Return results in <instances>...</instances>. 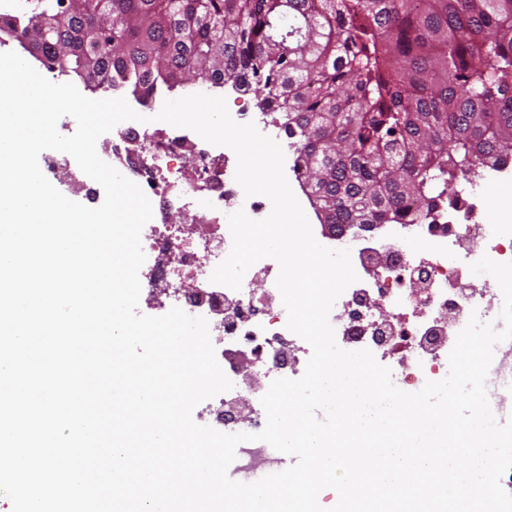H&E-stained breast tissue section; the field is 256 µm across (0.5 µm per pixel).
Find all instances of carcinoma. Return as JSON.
I'll use <instances>...</instances> for the list:
<instances>
[{
    "instance_id": "cac0c4a2",
    "label": "carcinoma",
    "mask_w": 512,
    "mask_h": 512,
    "mask_svg": "<svg viewBox=\"0 0 512 512\" xmlns=\"http://www.w3.org/2000/svg\"><path fill=\"white\" fill-rule=\"evenodd\" d=\"M0 32L141 102L192 76L251 93L327 224H433L512 161V0H49Z\"/></svg>"
}]
</instances>
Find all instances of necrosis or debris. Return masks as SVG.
I'll use <instances>...</instances> for the list:
<instances>
[{
	"label": "necrosis or debris",
	"instance_id": "necrosis-or-debris-1",
	"mask_svg": "<svg viewBox=\"0 0 512 512\" xmlns=\"http://www.w3.org/2000/svg\"><path fill=\"white\" fill-rule=\"evenodd\" d=\"M119 137V144L103 154V161L122 160L124 145L140 143L134 158L136 184L145 195L182 217L178 224L150 222L144 226L141 242L146 260L139 271L142 297L157 296L162 309L178 307L189 315L205 317L216 356L246 346L266 381L285 374L300 378L312 350L288 329L286 310H257L250 288L236 291L210 280L232 247L229 215L242 208L260 220L271 211L267 198L245 196L236 182V170L230 165L234 151L199 136L185 143L182 137L168 136L161 122H127ZM183 147L190 150L188 161L198 172L197 181L184 180L181 170L171 165L177 149ZM196 209L210 212V231L195 229L192 212ZM439 222L441 227L435 231L421 224L392 225L376 247L386 260L375 270L369 267L371 249L358 230H350L335 244L336 249L351 250L356 274L371 273L373 282L361 290L347 288L337 299L330 322L350 341H366L379 364L398 361L397 386L406 392L447 376L448 354L441 349L442 338L447 329L461 331L470 318L469 296L449 300V279L483 255L498 263L512 262V218L486 225L485 243L477 253L462 250L455 214H442ZM412 345L423 350V358L399 360V353ZM282 468L281 455L256 440L238 446L229 475L249 482L256 473L271 474Z\"/></svg>",
	"mask_w": 512,
	"mask_h": 512
}]
</instances>
